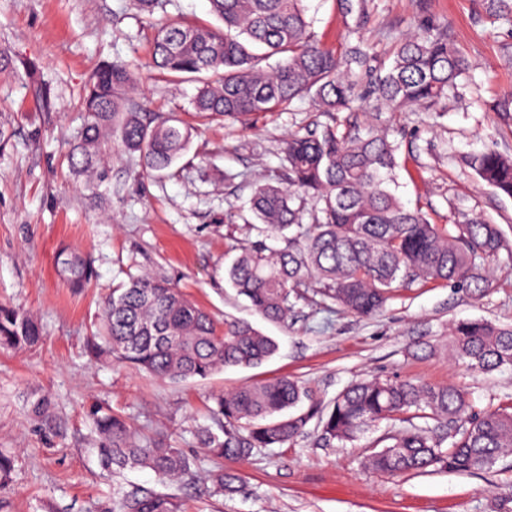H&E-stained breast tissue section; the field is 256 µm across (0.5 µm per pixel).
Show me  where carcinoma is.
Masks as SVG:
<instances>
[{"mask_svg": "<svg viewBox=\"0 0 512 512\" xmlns=\"http://www.w3.org/2000/svg\"><path fill=\"white\" fill-rule=\"evenodd\" d=\"M147 19L166 12L172 0H132ZM305 0H209L222 27L165 22L155 26L150 60L114 61L88 82L86 122L70 143L77 176L104 174L105 143L113 154L137 161L141 174L169 170L187 151L192 128L173 116L149 112L135 87L144 67L195 84L194 114L203 121H245L250 116L293 110L310 101L326 121L315 120L288 135L282 149L285 179L254 184L250 212L257 237L238 248L226 274L238 295L262 317L279 323L308 294L357 317H371L392 292L414 283L461 287L470 298L485 292L479 263L506 249L498 225L477 213L457 211L435 224L398 193L399 144L377 114L428 112L443 117L460 99L470 69L434 20L416 25L385 58L362 37L371 0H338L346 31L332 51L315 38ZM277 58L273 65L268 64ZM466 165L480 181L512 198V156L492 147L473 153ZM287 246L279 248L276 243ZM56 267L79 291L92 278L90 259L69 248ZM457 360L483 372L512 368V326L484 319L452 324ZM40 331L25 313L0 305V347L35 344ZM277 341L238 320L213 317L171 284L132 276L112 289L104 307L103 334L93 350L161 379H205L217 370L257 367L278 351ZM307 397L298 381L281 377L241 386L216 399L211 424L194 432L215 460L243 459L255 448H281L317 421L320 441L358 439L369 427L404 421L414 413L433 425L411 426L387 436L365 456L371 469L402 476L444 468L475 473L512 455V407L475 412L461 388L410 379L355 382L322 408L313 403L284 415ZM104 437L98 448L110 475L149 469L159 481L191 485L192 462L182 449L145 437L117 414L97 418ZM448 447H443V444ZM205 493L237 492L240 477L220 466ZM112 512H183L176 497L139 485L117 491Z\"/></svg>", "mask_w": 512, "mask_h": 512, "instance_id": "carcinoma-1", "label": "carcinoma"}]
</instances>
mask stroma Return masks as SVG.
I'll use <instances>...</instances> for the list:
<instances>
[{
  "instance_id": "1",
  "label": "stroma",
  "mask_w": 512,
  "mask_h": 512,
  "mask_svg": "<svg viewBox=\"0 0 512 512\" xmlns=\"http://www.w3.org/2000/svg\"><path fill=\"white\" fill-rule=\"evenodd\" d=\"M489 0H374L365 39L389 50L413 20L447 19L457 50L472 64L462 103L441 119L424 112L383 113L398 132L399 192L440 224L455 208L490 216L508 245L483 262L480 300L439 284L400 289L384 310L360 319L340 307L299 302L287 325H273L236 297L224 276L234 248L256 233L247 225L253 184L282 175L279 154L289 132L308 124L312 106L253 120L194 124L195 86L157 70L140 87L152 111L193 123L187 154L168 175L141 176L114 162L105 182L88 189L72 173L67 142L79 130L89 78L103 63L149 58L153 30L130 0H0V46L38 65L35 77L0 76V121L13 146L0 156V304L29 315L41 338L0 348V449L15 470L0 491V512H106L113 483L152 488L148 470L113 479L102 471L97 410L122 414L139 432L163 436L213 468L193 432L208 425L218 395L244 384L293 378L312 402H331L364 379H413L464 389L476 408L512 405V368L485 373L458 362L449 327L482 318L512 325V199L478 182L464 156L489 143L512 155V114L493 103L512 97V27ZM315 35L336 49L343 25L337 0H307ZM51 90L50 111L35 110L31 81ZM84 250L96 277L80 292L59 279L62 247ZM173 283L216 321L246 320L275 337L278 354L257 368H230L205 379L162 382L128 364L95 358L88 340L102 327V302L130 276ZM46 399L47 417L30 412ZM384 422L360 439L323 446L314 425L281 448H256L224 467L241 476L239 492L215 500L203 489L171 486L185 512H512V456L490 469L436 470L393 477L366 468V448L390 434Z\"/></svg>"
}]
</instances>
